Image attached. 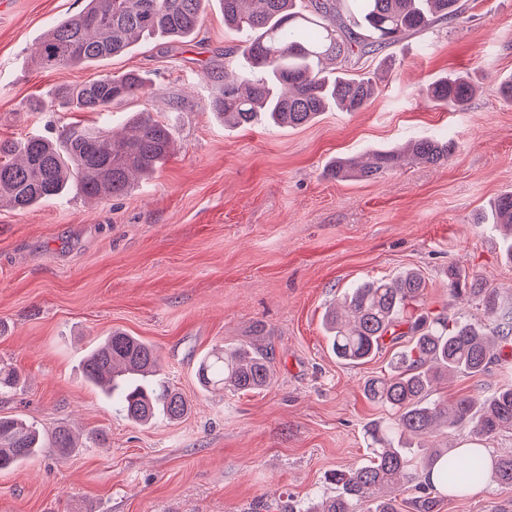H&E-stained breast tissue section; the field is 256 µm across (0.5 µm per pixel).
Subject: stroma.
<instances>
[{
  "mask_svg": "<svg viewBox=\"0 0 512 512\" xmlns=\"http://www.w3.org/2000/svg\"><path fill=\"white\" fill-rule=\"evenodd\" d=\"M456 21L397 45L394 68L355 112H324L293 128L225 127L209 110L224 57L238 43L213 0L188 42L152 39L105 66L42 70L31 60L47 26L84 0H0V138L57 136L98 123L66 104L67 85L135 70L150 95L113 104L111 119L149 110L176 153L127 195L86 199L77 185L19 212L0 207V364L21 390L0 393V416L83 437L0 472V512H288L334 494L328 474L362 465L365 430L384 415L364 395L401 346L368 363L332 354L323 315L349 288L408 269L425 281L424 310L470 321L448 272L481 278L512 305V264L481 217L512 190V100L492 86L512 74V0H463ZM452 71L481 87L465 109L435 107L425 86ZM450 135L447 164L414 160L372 180L326 175L336 158L408 139ZM263 328L272 384L208 393L202 356L249 342ZM121 330L158 350L161 375L189 404L175 422L136 425L82 375L92 344ZM512 362L439 385V398L489 394ZM104 431L105 444L91 441ZM434 512H512V492L488 482L442 497Z\"/></svg>",
  "mask_w": 512,
  "mask_h": 512,
  "instance_id": "obj_1",
  "label": "stroma"
}]
</instances>
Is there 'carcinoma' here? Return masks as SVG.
I'll list each match as a JSON object with an SVG mask.
<instances>
[{
	"label": "carcinoma",
	"mask_w": 512,
	"mask_h": 512,
	"mask_svg": "<svg viewBox=\"0 0 512 512\" xmlns=\"http://www.w3.org/2000/svg\"><path fill=\"white\" fill-rule=\"evenodd\" d=\"M209 0H86L83 10L52 27L32 52L40 68L74 69L122 55L135 42L152 37L185 40L200 26ZM224 25L239 35L236 51L250 71L224 88L210 109L224 123L245 127L259 114L276 125L297 127L331 108L354 112L378 91L375 73H355L365 56L377 55L407 37L424 36L462 13L460 0H221ZM469 75L442 76L426 87L436 106L457 111L473 96ZM149 94L148 79L137 71L102 74L75 83L63 97L83 112L105 114L112 104ZM170 128L145 110L126 122L121 135L104 125H73L55 139H0V203L27 210L62 195L78 181L97 199L128 194L135 179L152 175L171 155ZM456 148L453 139L421 138L399 148L375 150L366 160L332 161L328 176L370 180L407 158L441 166ZM486 222L503 233L505 257L512 262V191L490 202ZM448 287L464 305L483 308L490 322L421 311L425 282L409 269L391 279L364 281L324 314L332 353L340 361L363 364L385 341L408 338L391 370L366 380L368 399L384 407L386 417L366 430L368 459L359 467L330 476L336 494L311 503L304 512H400L398 491L418 493L417 512H432L437 498L461 495L492 481L512 489V449L486 455L483 442L512 433V383L486 396L468 395L453 403L433 398L439 384L457 376L489 372L492 364L512 357V308L498 304L496 290L479 280L460 285L448 270ZM263 330L245 344L208 351L197 378L205 389L246 393L270 386L272 370ZM84 379L112 401L130 422H170L188 410L177 390L157 379L155 347L115 330L85 357ZM21 375L0 366V390H13ZM470 435L461 453L412 440L436 431ZM77 448L70 429L50 437L17 416L0 417V470L37 456L45 449L68 455Z\"/></svg>",
	"instance_id": "obj_1"
}]
</instances>
